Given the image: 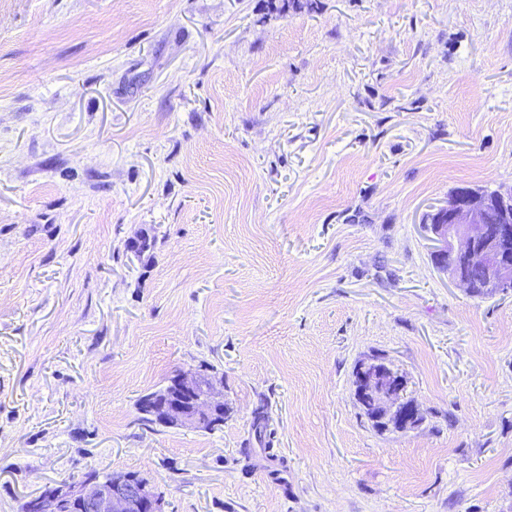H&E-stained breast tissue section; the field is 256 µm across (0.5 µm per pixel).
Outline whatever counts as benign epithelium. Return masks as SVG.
<instances>
[{"label": "benign epithelium", "mask_w": 512, "mask_h": 512, "mask_svg": "<svg viewBox=\"0 0 512 512\" xmlns=\"http://www.w3.org/2000/svg\"><path fill=\"white\" fill-rule=\"evenodd\" d=\"M429 229L438 243L439 267L469 295L512 294V187L503 192L454 190ZM354 380L359 396L372 400L381 428L415 426L416 410L403 375L371 360L359 363ZM152 401L150 418L165 427L202 430L224 424V399L204 370L177 374ZM30 502L33 512H163L162 494L148 478L132 472L114 473L108 480L61 481L49 495Z\"/></svg>", "instance_id": "7a95c632"}]
</instances>
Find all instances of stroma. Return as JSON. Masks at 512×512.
Masks as SVG:
<instances>
[{
	"mask_svg": "<svg viewBox=\"0 0 512 512\" xmlns=\"http://www.w3.org/2000/svg\"><path fill=\"white\" fill-rule=\"evenodd\" d=\"M0 0V512H512V296L426 217L512 185V0ZM382 357L423 421L374 428ZM204 369L224 424L142 420ZM89 471L78 481L55 483L46 497L29 500L37 512H163V496L140 473ZM112 475L108 480L107 479ZM100 478V479H99Z\"/></svg>",
	"mask_w": 512,
	"mask_h": 512,
	"instance_id": "stroma-1",
	"label": "stroma"
}]
</instances>
